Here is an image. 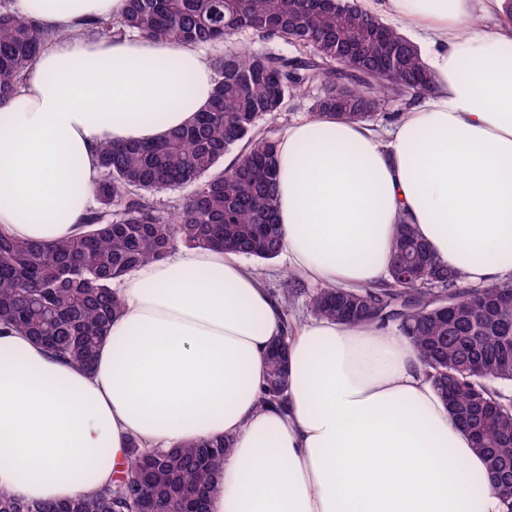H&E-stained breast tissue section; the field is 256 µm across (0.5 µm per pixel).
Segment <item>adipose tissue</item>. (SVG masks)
I'll return each instance as SVG.
<instances>
[{"label": "adipose tissue", "instance_id": "adipose-tissue-1", "mask_svg": "<svg viewBox=\"0 0 512 512\" xmlns=\"http://www.w3.org/2000/svg\"><path fill=\"white\" fill-rule=\"evenodd\" d=\"M503 0H363L421 32L435 77L390 131L313 113L277 138L285 249L342 287L388 275L396 225L474 285L512 276V21ZM52 37L0 103V231L54 243L92 205L102 142L188 124L214 90L196 46L88 38L125 0H14ZM92 369L0 330V494L66 501L114 484L131 442L232 437L209 512H502L483 457L410 341L319 319L289 339L288 404L260 402L283 314L238 255L184 248L132 269Z\"/></svg>", "mask_w": 512, "mask_h": 512}]
</instances>
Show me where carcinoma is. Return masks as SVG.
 I'll return each instance as SVG.
<instances>
[{
  "mask_svg": "<svg viewBox=\"0 0 512 512\" xmlns=\"http://www.w3.org/2000/svg\"><path fill=\"white\" fill-rule=\"evenodd\" d=\"M111 37L136 34L195 46L250 31L304 55L262 51L210 57L208 109L161 141L100 147L95 201L83 231L54 244L0 234V324L32 336L56 357L90 369L122 309L113 290L136 266L181 247L219 248L272 260L284 248L277 208L276 140L258 122L314 82L313 109L372 122L391 100L432 89L411 40L355 0H127L120 18L88 24ZM49 35L0 2V103L16 91ZM235 156L223 165L230 152ZM192 191L170 211L154 197ZM512 278L470 287L438 262L409 224H398L388 281L325 284L311 297L321 319L392 325L416 347L424 373L487 461L502 512L512 508ZM288 396V335L270 345L262 403ZM229 437L143 451L133 442L113 487L63 503L0 496V512H208L213 475Z\"/></svg>",
  "mask_w": 512,
  "mask_h": 512,
  "instance_id": "cac0c4a2",
  "label": "carcinoma"
}]
</instances>
